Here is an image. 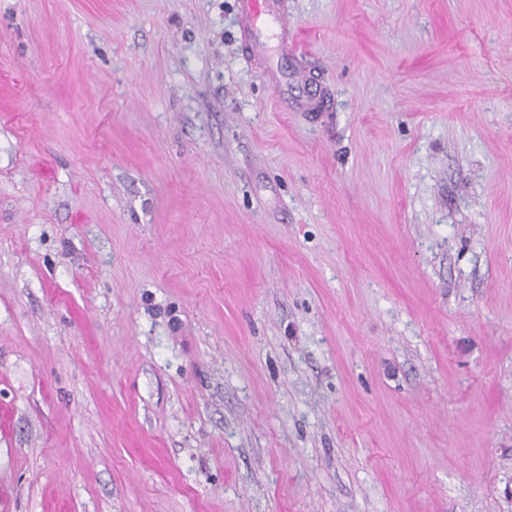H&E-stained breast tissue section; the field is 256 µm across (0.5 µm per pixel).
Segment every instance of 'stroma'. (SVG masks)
Masks as SVG:
<instances>
[{
	"mask_svg": "<svg viewBox=\"0 0 512 512\" xmlns=\"http://www.w3.org/2000/svg\"><path fill=\"white\" fill-rule=\"evenodd\" d=\"M0 0V512H512V0ZM279 0H239L242 28L253 35L260 46L276 41L282 54H288L293 48L292 28L280 10ZM264 17L263 25L257 21Z\"/></svg>",
	"mask_w": 512,
	"mask_h": 512,
	"instance_id": "stroma-1",
	"label": "stroma"
}]
</instances>
